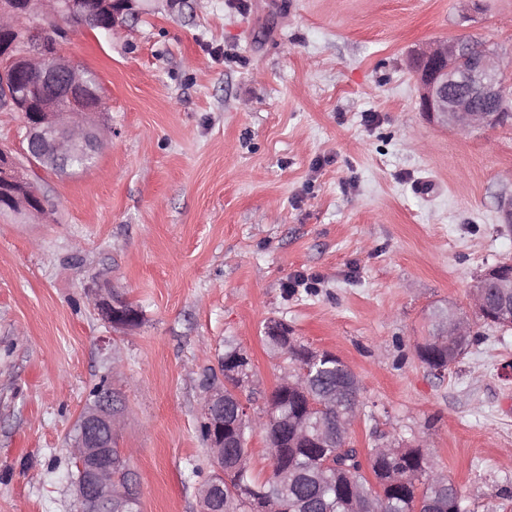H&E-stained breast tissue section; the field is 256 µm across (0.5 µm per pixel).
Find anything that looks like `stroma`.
Returning <instances> with one entry per match:
<instances>
[{"instance_id":"stroma-1","label":"stroma","mask_w":512,"mask_h":512,"mask_svg":"<svg viewBox=\"0 0 512 512\" xmlns=\"http://www.w3.org/2000/svg\"><path fill=\"white\" fill-rule=\"evenodd\" d=\"M484 5L148 0L112 34L71 29L112 139L80 174L26 167L43 213H0V512H79L70 448L102 381L139 512H202L201 384L237 345L263 407L272 319L357 376L354 447L431 448L465 512H512V330L477 325L440 373L416 351L512 259V125L436 126L409 66L460 34L512 50V0ZM98 290L138 324L102 320Z\"/></svg>"}]
</instances>
